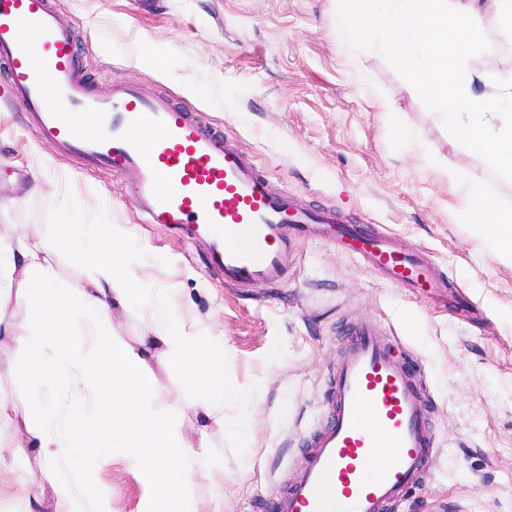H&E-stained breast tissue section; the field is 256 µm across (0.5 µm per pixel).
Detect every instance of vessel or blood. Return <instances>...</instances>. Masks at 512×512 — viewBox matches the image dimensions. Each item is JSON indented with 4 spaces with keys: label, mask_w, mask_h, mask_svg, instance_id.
Instances as JSON below:
<instances>
[{
    "label": "vessel or blood",
    "mask_w": 512,
    "mask_h": 512,
    "mask_svg": "<svg viewBox=\"0 0 512 512\" xmlns=\"http://www.w3.org/2000/svg\"><path fill=\"white\" fill-rule=\"evenodd\" d=\"M0 59L8 65L12 100L41 135L83 165L120 175L148 223L202 246L225 284L278 282L288 265L290 225L333 224L347 254L390 284L434 287L424 256L338 224L335 212L298 208L269 188L236 145L189 113L118 80L109 92L94 88L49 0H0ZM76 113L85 124L73 122ZM425 408L411 367L394 359L376 328L351 329L336 365L329 419L308 440L305 466L277 499L276 512H386L428 472ZM379 447L389 451L381 465L374 462Z\"/></svg>",
    "instance_id": "vessel-or-blood-1"
}]
</instances>
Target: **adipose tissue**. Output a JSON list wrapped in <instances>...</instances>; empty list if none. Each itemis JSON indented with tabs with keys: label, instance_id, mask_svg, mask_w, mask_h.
<instances>
[{
	"label": "adipose tissue",
	"instance_id": "obj_1",
	"mask_svg": "<svg viewBox=\"0 0 512 512\" xmlns=\"http://www.w3.org/2000/svg\"><path fill=\"white\" fill-rule=\"evenodd\" d=\"M340 24L337 39L355 31L359 49L391 57L408 76L407 90L436 105L442 120L478 150L485 163L512 175V77L488 82L473 60L483 44L473 20L476 0H329ZM461 196L460 214L478 224L502 259L512 262V210L468 177L449 171ZM71 249L88 268L87 283L54 287L50 255ZM137 253L122 235L77 224L57 225L49 238L18 234L0 238V330L18 337L22 357L14 372L27 383L0 396V423L14 425L13 454L34 456L45 470L84 455L108 467L121 449L141 488L137 512H204L187 492L201 466L188 452L182 423L187 412L202 422V434L224 428V403L239 398L224 378L228 342L188 334L176 304L157 308L141 336L114 333L112 316L141 296L132 273ZM89 325L91 344L73 337ZM181 374L179 391L166 389L153 366ZM64 387L67 404L46 400L41 421L28 422L33 388ZM98 426L94 440L90 426ZM74 512H112V491L79 472L56 481Z\"/></svg>",
	"mask_w": 512,
	"mask_h": 512
}]
</instances>
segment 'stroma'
<instances>
[{
	"label": "stroma",
	"mask_w": 512,
	"mask_h": 512,
	"mask_svg": "<svg viewBox=\"0 0 512 512\" xmlns=\"http://www.w3.org/2000/svg\"><path fill=\"white\" fill-rule=\"evenodd\" d=\"M73 32L82 71L98 90L136 84L198 116L247 153L274 191L299 207L336 210L428 260L440 288L421 297L337 247L328 230L292 238L275 287L232 288L199 247L146 224L133 195L104 167L60 154L28 113L0 95V234H50L73 220L149 243L134 274L143 300L177 302L186 331L230 340L224 376L253 402L224 405L207 443L224 466V512H273L298 477L306 439L326 419L343 330L365 323L402 358L417 361L435 442L427 476L392 512H512V264L485 233L459 219L452 165L512 209V178L482 156L434 107L406 90L389 57L367 56L329 34L327 0H51ZM489 80L512 69V32L479 17ZM392 111H383V103ZM421 151L407 150L399 131ZM51 166L41 179V159ZM81 473L112 489V512H137L141 490L124 457Z\"/></svg>",
	"instance_id": "obj_1"
}]
</instances>
